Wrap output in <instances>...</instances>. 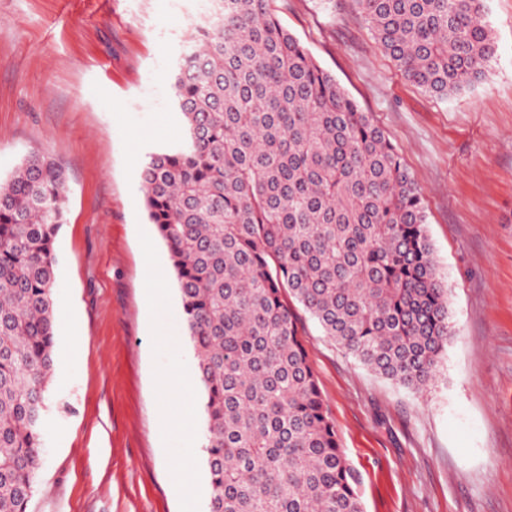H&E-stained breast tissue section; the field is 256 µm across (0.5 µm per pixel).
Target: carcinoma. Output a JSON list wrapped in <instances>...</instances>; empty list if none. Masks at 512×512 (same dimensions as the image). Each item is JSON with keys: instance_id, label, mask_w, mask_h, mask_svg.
Returning <instances> with one entry per match:
<instances>
[{"instance_id": "1", "label": "carcinoma", "mask_w": 512, "mask_h": 512, "mask_svg": "<svg viewBox=\"0 0 512 512\" xmlns=\"http://www.w3.org/2000/svg\"><path fill=\"white\" fill-rule=\"evenodd\" d=\"M269 0H213L178 62L179 143L140 171L203 396L208 512H364L303 318L423 390L454 328L418 188L374 122ZM487 0H359L404 77L448 97L494 56ZM62 167L0 181V512H28L55 370Z\"/></svg>"}]
</instances>
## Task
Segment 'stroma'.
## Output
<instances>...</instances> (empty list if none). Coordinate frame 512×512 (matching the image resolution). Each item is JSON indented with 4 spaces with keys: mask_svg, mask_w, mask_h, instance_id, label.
<instances>
[{
    "mask_svg": "<svg viewBox=\"0 0 512 512\" xmlns=\"http://www.w3.org/2000/svg\"><path fill=\"white\" fill-rule=\"evenodd\" d=\"M496 52L446 98L406 80L358 0H271L417 183L455 335L426 390L386 380L306 323V345L365 512H512V0H487ZM198 0H0V179L32 150L67 177L57 237L56 365L29 512H183L181 463L207 512L203 457L157 423L154 379L186 335L174 271L134 159L181 130L173 76ZM163 265L172 341L150 331L146 263ZM83 342H74L72 331Z\"/></svg>",
    "mask_w": 512,
    "mask_h": 512,
    "instance_id": "35a3bbf8",
    "label": "stroma"
}]
</instances>
